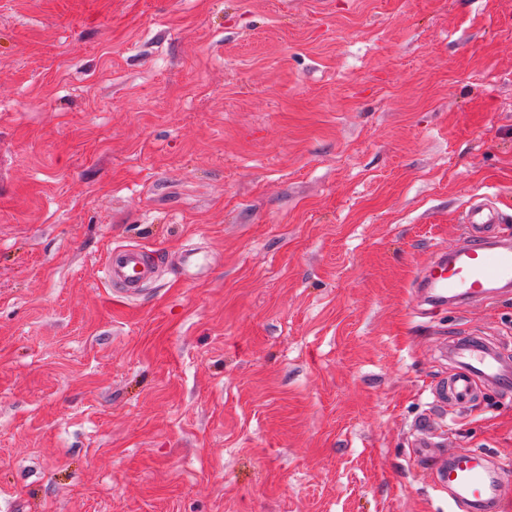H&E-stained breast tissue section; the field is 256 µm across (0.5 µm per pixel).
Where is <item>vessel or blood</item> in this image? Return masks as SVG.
<instances>
[{
    "label": "vessel or blood",
    "instance_id": "b4317fda",
    "mask_svg": "<svg viewBox=\"0 0 512 512\" xmlns=\"http://www.w3.org/2000/svg\"><path fill=\"white\" fill-rule=\"evenodd\" d=\"M492 201L476 200L466 212V233L458 244L430 255L412 281L423 304L430 309L469 305L512 290V233ZM158 257L136 245L120 244L109 252L103 267L108 285L120 297L140 294L143 283L159 266ZM457 368L437 383L431 394L437 405L451 410L468 403L482 383L512 389L497 354L477 338L457 343L451 350ZM512 481V462L496 461L483 448H461L437 469L435 485L448 494L453 512H492L501 489Z\"/></svg>",
    "mask_w": 512,
    "mask_h": 512
}]
</instances>
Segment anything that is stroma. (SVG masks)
Here are the masks:
<instances>
[{
	"instance_id": "stroma-1",
	"label": "stroma",
	"mask_w": 512,
	"mask_h": 512,
	"mask_svg": "<svg viewBox=\"0 0 512 512\" xmlns=\"http://www.w3.org/2000/svg\"><path fill=\"white\" fill-rule=\"evenodd\" d=\"M484 193L512 0H0V512H448L413 443L512 460V393L430 395L512 293L409 285ZM162 263L137 245H115L109 252L103 267L104 278L120 297L138 296L143 283L152 278Z\"/></svg>"
}]
</instances>
